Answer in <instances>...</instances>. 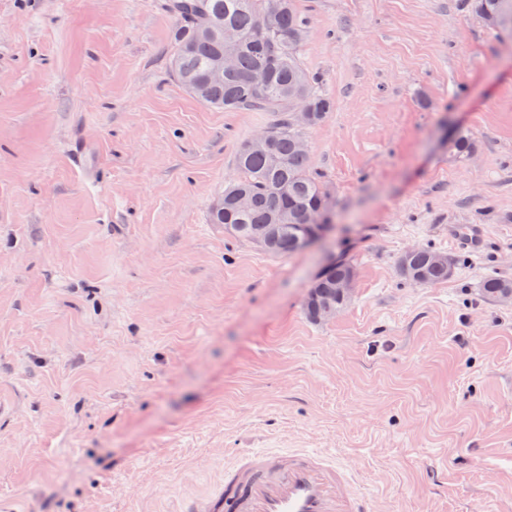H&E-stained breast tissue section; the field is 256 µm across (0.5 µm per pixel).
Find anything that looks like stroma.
I'll return each instance as SVG.
<instances>
[{
  "label": "stroma",
  "mask_w": 512,
  "mask_h": 512,
  "mask_svg": "<svg viewBox=\"0 0 512 512\" xmlns=\"http://www.w3.org/2000/svg\"><path fill=\"white\" fill-rule=\"evenodd\" d=\"M296 5L334 211L279 257L208 221L273 116L176 82L168 0H0V512H183L302 448L369 512H512V301L481 292L512 280V44L465 0ZM421 245L448 281L400 277ZM341 260L353 296L311 322ZM475 150V143L466 129H456L448 138V156L454 159H464ZM348 273L355 274L353 266L349 263H338L330 267L313 285L314 289L318 293L317 303H320L322 300H327L338 304V297L334 286L336 281L342 279Z\"/></svg>",
  "instance_id": "stroma-1"
}]
</instances>
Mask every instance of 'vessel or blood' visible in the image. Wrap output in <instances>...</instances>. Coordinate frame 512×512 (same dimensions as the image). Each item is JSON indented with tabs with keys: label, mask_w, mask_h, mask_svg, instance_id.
Segmentation results:
<instances>
[{
	"label": "vessel or blood",
	"mask_w": 512,
	"mask_h": 512,
	"mask_svg": "<svg viewBox=\"0 0 512 512\" xmlns=\"http://www.w3.org/2000/svg\"><path fill=\"white\" fill-rule=\"evenodd\" d=\"M344 470L315 451H254L224 475V486L188 512H366Z\"/></svg>",
	"instance_id": "1"
}]
</instances>
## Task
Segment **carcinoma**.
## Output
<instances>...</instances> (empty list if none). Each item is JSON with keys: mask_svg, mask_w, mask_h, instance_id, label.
<instances>
[{"mask_svg": "<svg viewBox=\"0 0 512 512\" xmlns=\"http://www.w3.org/2000/svg\"><path fill=\"white\" fill-rule=\"evenodd\" d=\"M482 21L505 38H512V19L497 25L490 21L502 11L503 0H468ZM168 7L179 20L176 49L171 61L174 78L199 102L224 110L247 109L271 112L267 127L268 145L250 148L242 143L236 157L237 175L224 185V209H210L212 224L224 225V233L239 240L252 241L269 224H283L279 239L266 252L294 255L308 242L321 238L330 224H314L308 216L323 212L332 215L333 197L328 187L310 170L308 151L300 147L302 126L293 118L288 89L295 84L306 91L313 125L322 123L333 107L324 90L320 74L310 71L299 51L307 36V22L296 10L294 0H280V12L272 30L259 27V13L265 0H169ZM238 34V42H224L223 31ZM226 53L235 57V69L224 74V81L213 83L207 72L215 58ZM257 69L268 72V82L255 86L246 76ZM475 150L466 129H457L448 138V156L464 159ZM243 197L246 207L238 208ZM438 252L417 246L407 268H399L402 278L432 286L448 280L458 260H435ZM354 272L349 263L330 267L314 284L318 300L338 302L335 284ZM512 292V282L488 277L482 293L494 301Z\"/></svg>", "mask_w": 512, "mask_h": 512, "instance_id": "carcinoma-1", "label": "carcinoma"}]
</instances>
